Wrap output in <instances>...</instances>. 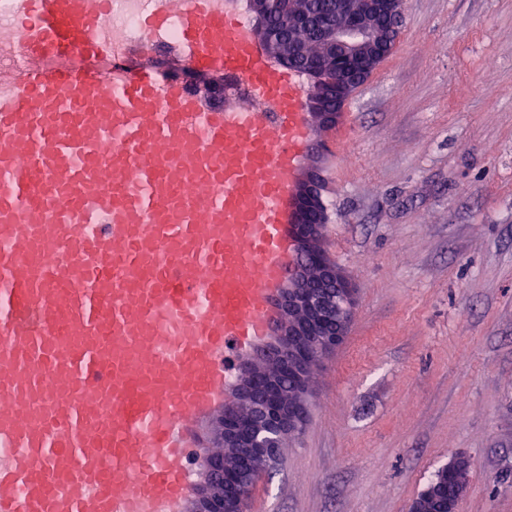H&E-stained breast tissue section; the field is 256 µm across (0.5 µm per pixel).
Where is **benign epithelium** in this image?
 I'll use <instances>...</instances> for the list:
<instances>
[{"label":"benign epithelium","instance_id":"7a95c632","mask_svg":"<svg viewBox=\"0 0 512 512\" xmlns=\"http://www.w3.org/2000/svg\"><path fill=\"white\" fill-rule=\"evenodd\" d=\"M277 8L312 33L321 53L304 48L286 55L276 52L282 35L264 21L266 0H251L257 18L253 35L277 63L312 80L307 110L318 127L328 129L339 113L327 103L349 99L391 53L392 33L380 21L402 14L403 0H345L341 10L330 0L327 11L315 18L301 11L296 0H277ZM323 208L315 171L302 172L292 199L299 257L279 298L276 336L242 364L235 395L224 406V449L253 463L268 459V444L252 437L250 427L263 420L276 430L278 447L296 433L308 412L310 370L339 344L354 304L344 273L318 249ZM238 474L236 468H222L220 483L203 493V512H239V502L222 496Z\"/></svg>","mask_w":512,"mask_h":512}]
</instances>
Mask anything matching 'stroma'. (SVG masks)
I'll use <instances>...</instances> for the list:
<instances>
[{
  "label": "stroma",
  "instance_id": "35a3bbf8",
  "mask_svg": "<svg viewBox=\"0 0 512 512\" xmlns=\"http://www.w3.org/2000/svg\"><path fill=\"white\" fill-rule=\"evenodd\" d=\"M305 164L355 305L248 512H410L456 458V512H512V0H406Z\"/></svg>",
  "mask_w": 512,
  "mask_h": 512
}]
</instances>
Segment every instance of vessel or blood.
Listing matches in <instances>:
<instances>
[{
  "mask_svg": "<svg viewBox=\"0 0 512 512\" xmlns=\"http://www.w3.org/2000/svg\"><path fill=\"white\" fill-rule=\"evenodd\" d=\"M310 143L300 73L224 0H0V512H197Z\"/></svg>",
  "mask_w": 512,
  "mask_h": 512,
  "instance_id": "vessel-or-blood-1",
  "label": "vessel or blood"
}]
</instances>
